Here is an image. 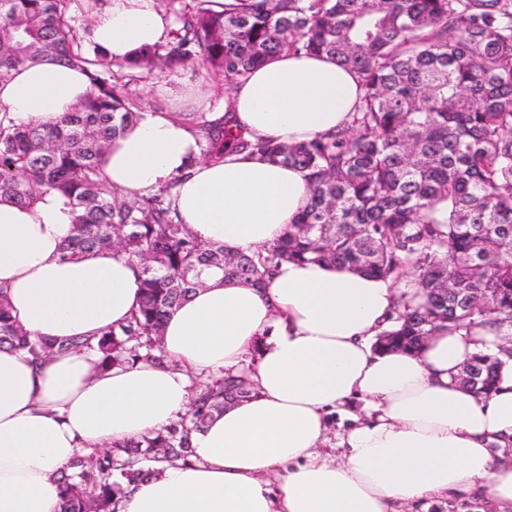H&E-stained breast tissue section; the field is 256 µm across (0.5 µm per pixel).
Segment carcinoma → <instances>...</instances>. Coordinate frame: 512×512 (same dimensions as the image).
<instances>
[{
    "label": "carcinoma",
    "instance_id": "carcinoma-1",
    "mask_svg": "<svg viewBox=\"0 0 512 512\" xmlns=\"http://www.w3.org/2000/svg\"><path fill=\"white\" fill-rule=\"evenodd\" d=\"M70 0H0V82L47 55L90 75L85 102L60 121L18 127L0 118V196L33 204L52 190L74 213L64 256L112 250L136 262L142 295L124 325L96 341L32 342L0 290V346L39 361L96 349L100 367L164 362L160 330L200 285L205 267L261 286L284 261L349 265L389 279L403 302L383 346L416 350L439 330L512 334L492 309L468 298L490 294L512 306V0H168L176 23L165 45L124 64L86 45L69 23ZM325 54L353 71L364 96L349 126L299 144L228 137L224 120H204L200 157L224 160V145L306 172L308 201L286 234L252 254L199 242L175 220L172 189L130 202L102 178L112 139L143 116L127 98L125 71L175 70L201 58L233 86L284 52ZM415 267L405 282L407 265ZM458 289L452 297L436 290ZM512 354L478 353L477 392L495 387ZM252 385L230 373L193 399L162 431L78 455L61 471L65 512H115L123 484L151 463L186 462L190 436Z\"/></svg>",
    "mask_w": 512,
    "mask_h": 512
}]
</instances>
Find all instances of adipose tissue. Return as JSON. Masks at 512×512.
<instances>
[{
	"instance_id": "adipose-tissue-1",
	"label": "adipose tissue",
	"mask_w": 512,
	"mask_h": 512,
	"mask_svg": "<svg viewBox=\"0 0 512 512\" xmlns=\"http://www.w3.org/2000/svg\"><path fill=\"white\" fill-rule=\"evenodd\" d=\"M174 28L157 0H107L90 40L122 62ZM89 91L86 72L46 57L0 84V117L52 123ZM361 94L335 59L283 52L223 107L203 97L194 108L232 117L250 140L300 143L350 123ZM198 142L183 117L147 111L112 140L104 176L131 199L175 183L178 218L204 243L253 253L280 240L307 201L304 172L248 151L202 161ZM72 229L55 192L0 199V291L32 339L97 336L138 308L133 262L109 250L64 258ZM202 278L166 319V364L103 369L98 354L72 350L38 366L0 347V512H63L59 472L73 457L161 431L188 410L193 376L229 371L247 372L254 393L192 432L188 462L154 464L125 486L117 512H397L479 485L512 512V466L492 452L512 443V361L487 394L457 379L494 337L444 331L416 351L376 349L398 293L347 266L287 261L262 288L217 268ZM358 402L367 419L342 434L343 457L323 456L331 415L350 418Z\"/></svg>"
}]
</instances>
